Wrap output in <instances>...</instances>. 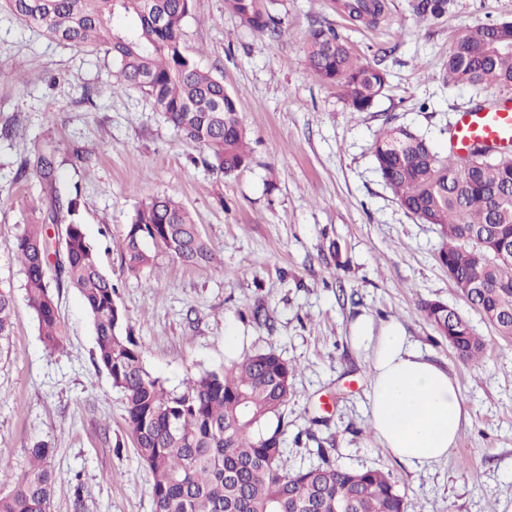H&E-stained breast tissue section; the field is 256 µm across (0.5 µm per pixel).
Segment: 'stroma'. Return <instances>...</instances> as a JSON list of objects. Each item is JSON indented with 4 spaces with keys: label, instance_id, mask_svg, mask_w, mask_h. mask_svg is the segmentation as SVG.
<instances>
[{
    "label": "stroma",
    "instance_id": "1",
    "mask_svg": "<svg viewBox=\"0 0 512 512\" xmlns=\"http://www.w3.org/2000/svg\"><path fill=\"white\" fill-rule=\"evenodd\" d=\"M345 0H279L282 33L245 29L225 0H194L182 28L187 54L237 92L253 147L251 166L222 177L209 151L185 140L142 90L120 84L111 55L60 43L0 11V289L14 300L0 354V491L13 488L27 450L55 449L51 512H152L121 395L95 359L85 303L55 289L63 351L46 349L14 257L19 225L42 223L54 197L77 198L78 218L118 288L147 369L168 390L257 350L296 365L283 412L288 470L319 464L380 468L417 512H512V340L498 336L441 266V230L396 203L374 160L388 125L423 134L440 154L448 129L476 103L501 96L441 79L448 53L470 27L512 20V0H454L447 15L418 21L409 0H383L377 23L353 19ZM328 23L388 85L371 111L350 114L338 88L309 69L305 39ZM54 156L58 179H17L21 163ZM171 194L191 211L219 262L186 265L167 254L128 271L121 242L136 209ZM447 303L486 342L463 363L419 310ZM261 319H254V312ZM400 321L448 368L470 421L446 460L417 468L392 458L367 415L369 364L349 338L360 314Z\"/></svg>",
    "mask_w": 512,
    "mask_h": 512
}]
</instances>
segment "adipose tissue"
<instances>
[{"label":"adipose tissue","instance_id":"adipose-tissue-1","mask_svg":"<svg viewBox=\"0 0 512 512\" xmlns=\"http://www.w3.org/2000/svg\"><path fill=\"white\" fill-rule=\"evenodd\" d=\"M350 340L369 362V422L382 446L421 467L446 459L470 418L455 377L425 355L399 321L358 316Z\"/></svg>","mask_w":512,"mask_h":512}]
</instances>
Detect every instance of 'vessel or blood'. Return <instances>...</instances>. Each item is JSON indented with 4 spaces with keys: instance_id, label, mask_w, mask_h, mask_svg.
I'll return each mask as SVG.
<instances>
[{
    "instance_id": "b4317fda",
    "label": "vessel or blood",
    "mask_w": 512,
    "mask_h": 512,
    "mask_svg": "<svg viewBox=\"0 0 512 512\" xmlns=\"http://www.w3.org/2000/svg\"><path fill=\"white\" fill-rule=\"evenodd\" d=\"M476 142L493 148H512V102L461 114L452 140L454 153H466Z\"/></svg>"
}]
</instances>
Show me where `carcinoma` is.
<instances>
[{"label":"carcinoma","mask_w":512,"mask_h":512,"mask_svg":"<svg viewBox=\"0 0 512 512\" xmlns=\"http://www.w3.org/2000/svg\"><path fill=\"white\" fill-rule=\"evenodd\" d=\"M192 0H0L23 22L80 49L105 48L119 81L144 90L158 111L186 139L204 145L213 171L232 176L252 163L248 132L235 95L224 81L185 53L181 31ZM454 0H410L418 20L438 19ZM273 0H233V13L252 32L276 38L281 18ZM356 18L377 20L382 0H347ZM511 39L498 23L468 29L448 54L446 83L512 90V52L491 50L493 39ZM307 61L322 81L336 85L353 114L369 111L382 95L387 73L364 63L329 25L318 22L306 38ZM373 154L399 206L422 224L441 228L439 259L457 281H478L477 311L500 335L512 336V155L474 144L462 158L443 156L421 135L387 126ZM35 175L57 176L55 159L38 158ZM55 214L24 224L15 254L45 346L64 348L66 336L50 289L65 283L84 299L94 329L96 361L124 399L138 458L152 477L153 512H414L408 494L381 469L321 463L284 467L281 418L294 389L295 367L272 350H258L219 370L192 376L178 391L146 368L117 301L112 278L78 222L77 203L54 200ZM66 211L65 254L51 261L49 225ZM131 272L149 266L157 252L187 264L214 259L189 210L174 196L151 198L136 212L121 242ZM13 298L0 291V341L11 329ZM420 311L457 357L475 364L485 343L469 320L440 301ZM54 448L39 441L28 449L30 468L13 489L0 491V512H50Z\"/></svg>","instance_id":"obj_1"}]
</instances>
